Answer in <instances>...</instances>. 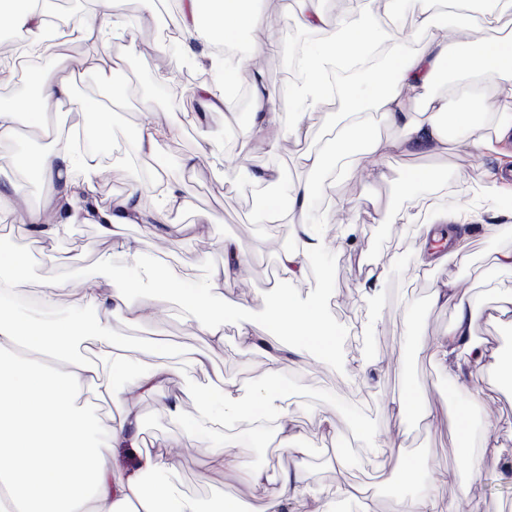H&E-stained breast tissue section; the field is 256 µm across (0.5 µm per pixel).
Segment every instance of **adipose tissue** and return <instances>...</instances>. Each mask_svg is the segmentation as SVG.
<instances>
[{
	"instance_id": "ef3b65f1",
	"label": "adipose tissue",
	"mask_w": 512,
	"mask_h": 512,
	"mask_svg": "<svg viewBox=\"0 0 512 512\" xmlns=\"http://www.w3.org/2000/svg\"><path fill=\"white\" fill-rule=\"evenodd\" d=\"M401 2L356 0L349 13L331 22L317 0H293L291 15L296 25L327 34L326 39L309 45L312 65L308 77L291 90L298 111L322 110L326 67L336 57L366 55L381 41L389 43L391 55L387 74H369L350 90L348 110L328 113L326 123L334 136L321 149L302 156L300 163L309 173H318L332 162L347 171L363 160L372 180L380 181L386 177L384 160L388 155L447 151L449 136L457 130L480 152L504 155V142L512 140V36L497 35L502 26V0H467L454 19L463 37L448 42L430 35L435 0H410L416 10V30L427 35L416 47L406 33L385 21ZM121 5L122 0H94L93 8L81 15L74 36L93 43L104 28L123 30L126 22ZM0 17L8 19L13 30L24 33L19 54L46 49L47 0H0ZM175 24L182 60L198 65L213 61L211 46L234 39L239 31L258 37L267 18L257 0H180ZM453 74L475 78L465 105L429 92L440 78ZM31 79L33 94L0 100L1 141L13 138L22 125L45 127L51 102L71 111L95 113L97 136L108 140L115 101L78 97L76 72L68 66L51 75L33 72ZM251 95L252 120L243 136L276 147L272 114L277 94L257 74L251 82ZM419 95L425 98L423 111H409L408 99ZM384 125L391 128L390 137L381 136ZM176 134L172 125L149 124L134 143L136 152L152 156L156 162L161 191L154 208L144 207L148 188L136 181L123 194L101 201L97 162L91 157L80 159L69 140L58 136L37 159L23 154L14 157V165L24 170L27 179L0 187V211L14 212L16 223L26 225L38 243L55 242L76 224L96 225L101 238L120 241L129 263L137 264L139 243L125 237V225L152 224L170 238L182 231L177 217L188 202L167 159L157 152L160 139ZM78 166L83 167L84 175L76 180L71 173ZM250 177L258 188L254 197L257 223L279 224L288 219L295 229L293 248L278 257L280 269L288 279H305L308 262L326 248L310 218L319 185L288 179L276 169L256 170ZM32 178L56 187L39 208L22 204ZM467 220L466 213L448 210L405 211L395 217L396 223L420 225L423 237L447 244L444 252L423 250L417 262L421 269L444 264L451 257L468 258L470 242L461 230ZM246 260L236 240H225L224 260L211 268L205 286L171 279L155 289L152 299L160 305L171 296H181L195 316L197 332L211 344H223L224 307L214 298L238 278ZM29 270V256L0 252V348L15 352L10 372L0 375V475L6 479L5 496L19 506L41 507L42 512H207L201 501L187 496L173 480L174 466L165 454L138 451L137 407L113 385L121 378L139 392L154 394L163 390L168 379L169 367L163 361L148 371L136 372L137 357L120 352L111 325L97 318L101 312L119 311L129 321L140 322L146 310L138 301L141 281L111 271L92 289L70 280L49 282L40 292L43 309L52 310L58 295L67 293L73 297L77 318L26 320L20 316L15 293ZM432 303L450 308L454 314L452 326L432 353L449 377L458 379L464 372L490 366L498 369L504 384L512 386V359L474 341L478 313L454 283H438ZM255 305L267 309L275 339L254 336L244 320L238 323V334L246 348L265 353V374L247 391L227 382L209 385L200 393L196 416L184 425L183 436L204 439L211 430L224 427V443L212 449L210 464L219 473H244L253 495L265 499L262 512H295L297 505L312 496L325 502L354 497L355 487L344 481L319 489L309 484L301 464L307 451L295 441L300 416L287 401L281 374L286 356L299 363L335 358V326L326 320L320 300L302 303L284 288L277 289L271 299L264 295L242 299L236 308L241 311ZM79 338L91 342L93 358L71 355L70 347ZM92 388L112 399L120 409L118 416L103 417L83 406L81 398ZM263 417L274 419L281 454L288 459L287 466L273 474L249 468L233 452L231 426ZM120 448L136 449L131 467L117 465L115 452ZM380 454L390 463L397 485L424 486L417 496H396L393 512H457L456 504L428 481L424 463L402 445L388 443ZM272 482L278 488L271 494L267 486Z\"/></svg>"
}]
</instances>
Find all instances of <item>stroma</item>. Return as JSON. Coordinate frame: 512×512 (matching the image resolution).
I'll return each mask as SVG.
<instances>
[{"instance_id":"35a3bbf8","label":"stroma","mask_w":512,"mask_h":512,"mask_svg":"<svg viewBox=\"0 0 512 512\" xmlns=\"http://www.w3.org/2000/svg\"><path fill=\"white\" fill-rule=\"evenodd\" d=\"M261 2L268 19L263 38L276 42L279 52L252 61L242 70L240 80L250 83L253 72H261L265 83L279 95L283 114L278 117V124L298 122L307 132L300 142L281 134L273 150L260 142L240 141L238 133L249 125L250 113L203 111L191 94L195 84L187 79L180 61L160 50L164 29L160 13L150 14L144 24L130 29L116 44V52L126 57L123 83L103 79L90 62L91 46L82 40L66 39L62 54L67 63L84 65L76 84L78 95L98 97L108 90L119 97L111 133L115 143L135 139L143 126L158 119L180 129L174 143H159L158 152L170 149L179 157L195 151L198 144L206 146L195 169L182 175L188 206L179 221L192 224L203 214L214 216L215 221L205 225L201 234H183L172 242L161 239L153 225H126L125 236L140 244L142 278H149L160 269L170 277L205 282L210 267L223 260L225 238L233 237L243 243L249 258L241 276L225 287L226 302L260 293L271 295L279 288L288 289L302 302L316 298L323 301L328 320L342 335L338 352L349 365L342 370L317 360L303 365L290 359L282 363L288 399L302 411L297 442L308 450L303 466L313 486L335 483L341 476L353 486H368L373 512H392L395 495L413 496L421 487H396L388 474L381 472L378 450L382 444L402 438L408 451L435 477L460 468L455 438L446 418L449 400L462 403L475 389H483L482 403L470 412L472 429L481 436L493 435L503 448H512V389L501 385L490 368L449 382L447 373L428 357L433 342L453 322L450 310L430 302L431 292L439 281H453L481 309L475 329L477 340L486 342L490 348L502 349L503 334L512 327L489 317L498 289H512V271L498 269L493 262L499 250L512 247V233L493 229L497 223L503 226L508 218L492 215L476 192L494 160L476 150L467 136L458 132L447 151L436 155L390 154L384 161L387 178L383 181H373L357 171L340 176L334 168L325 169L318 175L325 190L316 200L313 219L320 226L327 248L310 263L306 279L272 278L270 271L278 265V254L294 244V229L289 223H255L254 194L248 173L274 166L291 177H302L296 162L298 155L321 144L327 130L320 113L294 111L281 79L295 45L306 39V31L289 22L281 0ZM168 80L186 86L180 104H173L171 95H160V88ZM49 124V130L60 131L68 124L89 130L94 128L96 118L90 113L53 109L49 112ZM49 130L24 127L11 141H0V186L21 178L12 162L16 153L36 156L48 149ZM415 167L435 168L440 178L434 183L414 185L408 195L398 194L397 185ZM228 170L236 171L234 180H225ZM428 204L448 206L470 215V255L467 261L452 258L442 267L415 276L411 270L423 244L419 227L394 224L390 218ZM351 207L358 210V222L353 227L346 222V211ZM349 233L355 236L354 247H338V240ZM33 250L38 251L39 257L33 262L30 277L18 287L22 309L29 315L38 314V296L46 283L72 278L90 288L107 271L128 265L126 255L111 242L101 240L93 224L73 225L65 238L42 246L31 241L24 231L15 239L0 237V251ZM373 262L388 267L386 278L375 287L364 279L368 265ZM108 320L114 338L125 350L140 353L142 364L152 361L151 355L144 352L150 345L208 357L209 377L188 379L184 364L178 362L169 376L165 394L136 396L140 442L173 459L175 479L185 493L214 506L230 490L245 502L249 512H259L261 503L242 478L212 472L208 466L210 445L181 437L180 430L183 422L195 417L198 394L209 379L221 378L241 387L249 386L264 374L265 356L242 347L236 321L231 317L224 323L223 345H210L175 303L149 314L139 323L128 321L117 311L109 314ZM367 355L377 358L378 368L372 380L364 382L357 376L356 363ZM408 388L421 404L440 411L441 417L432 428L414 422L399 424L393 406ZM172 395L177 396L180 404L176 417L167 408ZM323 409L335 421V438L325 436L317 418L318 411ZM335 447L342 448L348 456L347 470L342 475L331 462V450ZM461 512H512V470L483 461L480 476Z\"/></svg>"}]
</instances>
